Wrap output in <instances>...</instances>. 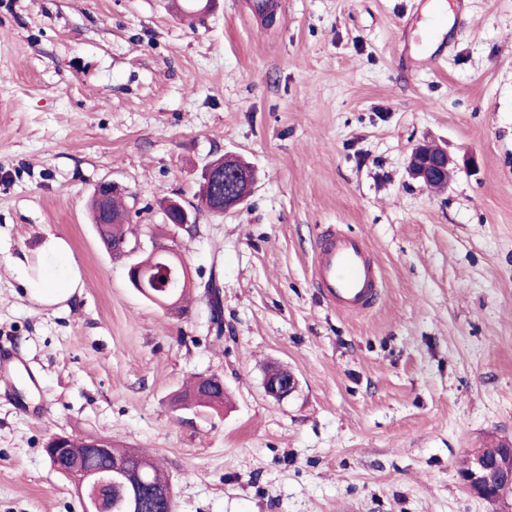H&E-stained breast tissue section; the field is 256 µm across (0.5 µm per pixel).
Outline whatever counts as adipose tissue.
<instances>
[{
  "label": "adipose tissue",
  "mask_w": 512,
  "mask_h": 512,
  "mask_svg": "<svg viewBox=\"0 0 512 512\" xmlns=\"http://www.w3.org/2000/svg\"><path fill=\"white\" fill-rule=\"evenodd\" d=\"M42 253V270L25 276L30 295L45 304L67 299L80 284L67 243L62 238L48 236L43 243Z\"/></svg>",
  "instance_id": "1"
}]
</instances>
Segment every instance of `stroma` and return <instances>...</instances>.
Segmentation results:
<instances>
[{
	"instance_id": "stroma-1",
	"label": "stroma",
	"mask_w": 512,
	"mask_h": 512,
	"mask_svg": "<svg viewBox=\"0 0 512 512\" xmlns=\"http://www.w3.org/2000/svg\"><path fill=\"white\" fill-rule=\"evenodd\" d=\"M0 0V351L37 373L0 385V512H81L54 434L156 458L176 512H501L466 491L476 448L512 441V0L448 13L447 54L409 66L420 0ZM456 166L408 174L416 144ZM254 167L245 202L177 238L193 286L170 317L131 288L88 200L128 190L143 246L161 200L196 201L210 160ZM365 237L372 311L311 286L328 229ZM80 275L45 305L23 286L47 235ZM220 277L224 336L202 287ZM298 386L277 401L270 366ZM200 375L219 410H176ZM428 146H418L414 149L415 154H419L421 159H419L418 165H412L411 161L413 159V153L410 160V169L411 173L415 179H418L425 186L430 185L432 182H444L445 185H449L451 182L454 170L450 166V161L448 159V155H446L438 148H432L435 150H425ZM431 189L441 191L443 190L442 186L439 184H431Z\"/></svg>"
}]
</instances>
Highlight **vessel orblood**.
<instances>
[{
	"instance_id": "1",
	"label": "vessel or blood",
	"mask_w": 512,
	"mask_h": 512,
	"mask_svg": "<svg viewBox=\"0 0 512 512\" xmlns=\"http://www.w3.org/2000/svg\"><path fill=\"white\" fill-rule=\"evenodd\" d=\"M430 28L422 35L431 56L448 47L443 33L445 0H430ZM312 282L319 294L339 311L360 315L372 306L379 292V273L367 241L361 237L330 233L320 238L312 261Z\"/></svg>"
}]
</instances>
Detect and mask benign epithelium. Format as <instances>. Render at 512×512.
Listing matches in <instances>:
<instances>
[{"instance_id":"1","label":"benign epithelium","mask_w":512,"mask_h":512,"mask_svg":"<svg viewBox=\"0 0 512 512\" xmlns=\"http://www.w3.org/2000/svg\"><path fill=\"white\" fill-rule=\"evenodd\" d=\"M421 156L418 164L410 166L414 178L428 186L432 182L450 183L454 170L450 166L448 155L442 151H431L423 146L414 149ZM203 174L213 186L215 193L205 204V209L215 214H222L243 201L241 188L250 182V174L243 167H226L224 165L206 164ZM125 193V189L115 181L105 180L96 187V198L99 213L104 224H126L129 216L126 213H112V197ZM163 215L172 212L181 216L177 229L189 232L198 223L197 209H188L176 199H166L160 203ZM146 272L137 262L127 265V278L130 285L143 291L153 303L167 309L169 315L177 318L183 313L177 302L170 299L169 288L172 281V271H162L163 282L156 284L159 291H149L145 283ZM297 386L294 376H284L281 370L273 369L264 377V390L267 396L280 401L290 396ZM133 464L124 459L112 460L108 473L97 470H78L70 474L77 485L82 512H114V509L125 510L128 505L130 487L132 486ZM500 470L497 463L490 461L481 453L473 455L470 467L460 475L467 491L489 502H501L505 497L494 490L499 482ZM149 496L160 508L171 512L173 502L172 488L169 485H159L149 490Z\"/></svg>"}]
</instances>
